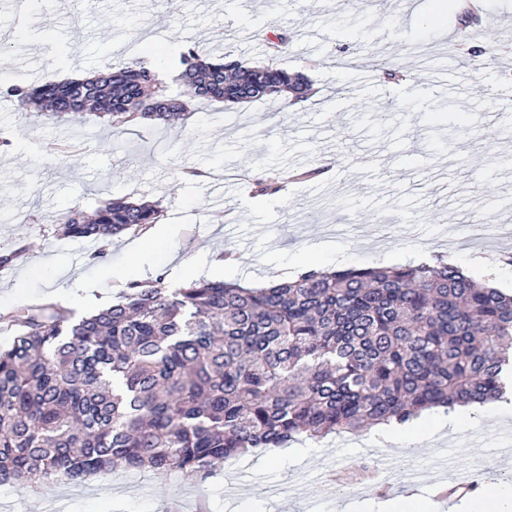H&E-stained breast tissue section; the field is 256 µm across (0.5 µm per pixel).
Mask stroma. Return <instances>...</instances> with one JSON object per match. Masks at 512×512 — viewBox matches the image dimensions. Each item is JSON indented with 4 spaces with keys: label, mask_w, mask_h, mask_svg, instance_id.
<instances>
[{
    "label": "stroma",
    "mask_w": 512,
    "mask_h": 512,
    "mask_svg": "<svg viewBox=\"0 0 512 512\" xmlns=\"http://www.w3.org/2000/svg\"><path fill=\"white\" fill-rule=\"evenodd\" d=\"M16 0H0V84L59 81L105 71L110 45L130 57H161L165 79L178 73L181 51L231 54L243 64H271L305 74L306 101L278 97L225 108L193 101L182 127H109L92 115L55 121L0 97V251L23 256L0 268V314L56 299L82 315L111 304L116 288L105 270H122L142 237L106 245L56 234L55 221L79 205L95 210L114 196L158 201L166 236L149 252L148 277L184 260H234L224 280L255 286L293 276L305 254L335 269L372 260L387 266L440 252L480 277L498 268L512 294V236L456 246L473 222L512 219V0H480L462 26L444 0H416L413 15L380 14L363 0H299L285 13L279 0H32L23 28L9 17ZM288 30L276 47L271 26ZM480 46L471 63L466 45ZM426 49L419 59L417 49ZM404 71L401 82L385 68ZM446 71L447 90L430 81ZM221 166L271 174L282 186L254 196L243 181H187V169ZM323 168L300 182L303 168ZM512 412L488 407L456 419L408 447L384 445L366 432L294 442V455L257 448L207 479L172 472H116L75 484L63 480L32 494L0 485V512H343L353 502L388 500L449 482H512V466L495 459ZM448 451L447 468L434 451ZM488 455L489 470L474 465ZM393 462L389 485L362 472Z\"/></svg>",
    "instance_id": "1"
}]
</instances>
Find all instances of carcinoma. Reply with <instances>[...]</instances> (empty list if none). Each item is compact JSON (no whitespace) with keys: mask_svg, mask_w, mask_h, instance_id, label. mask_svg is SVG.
<instances>
[{"mask_svg":"<svg viewBox=\"0 0 512 512\" xmlns=\"http://www.w3.org/2000/svg\"><path fill=\"white\" fill-rule=\"evenodd\" d=\"M172 92L140 57L83 79L0 86L50 119L90 111L112 126L169 125L195 98L235 106L307 98L300 73L180 53ZM281 190L257 174L256 195ZM158 203L116 197L58 218L71 238L105 241L159 223ZM0 483L136 470L205 479L254 448H281L434 407L485 404L507 389L512 296L448 257L372 262L246 288L132 280L86 316L55 302L0 316Z\"/></svg>","mask_w":512,"mask_h":512,"instance_id":"obj_1","label":"carcinoma"}]
</instances>
